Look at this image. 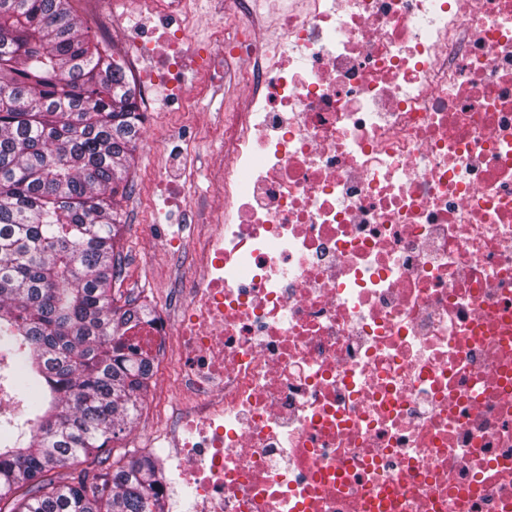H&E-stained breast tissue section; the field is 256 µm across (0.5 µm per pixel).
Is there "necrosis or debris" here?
<instances>
[{
	"mask_svg": "<svg viewBox=\"0 0 512 512\" xmlns=\"http://www.w3.org/2000/svg\"><path fill=\"white\" fill-rule=\"evenodd\" d=\"M140 77L235 105L176 315L130 333L178 404L190 512H512V0H261ZM193 70L195 80L180 75Z\"/></svg>",
	"mask_w": 512,
	"mask_h": 512,
	"instance_id": "necrosis-or-debris-1",
	"label": "necrosis or debris"
}]
</instances>
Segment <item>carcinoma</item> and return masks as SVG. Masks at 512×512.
I'll use <instances>...</instances> for the list:
<instances>
[{
    "mask_svg": "<svg viewBox=\"0 0 512 512\" xmlns=\"http://www.w3.org/2000/svg\"><path fill=\"white\" fill-rule=\"evenodd\" d=\"M120 49L72 0H0V360L24 419L0 423V512H163L150 454L116 448L150 360L122 343V202L141 135Z\"/></svg>",
    "mask_w": 512,
    "mask_h": 512,
    "instance_id": "obj_1",
    "label": "carcinoma"
}]
</instances>
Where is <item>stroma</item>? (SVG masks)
I'll list each match as a JSON object with an SVG mask.
<instances>
[{"instance_id": "35a3bbf8", "label": "stroma", "mask_w": 512, "mask_h": 512, "mask_svg": "<svg viewBox=\"0 0 512 512\" xmlns=\"http://www.w3.org/2000/svg\"><path fill=\"white\" fill-rule=\"evenodd\" d=\"M105 8L113 15L117 27L112 40L125 47L126 35L138 33L161 39L163 22L143 17L133 0H105ZM232 91L224 80H216L212 93L197 100L193 111L202 113L212 128L210 136H198L195 124L178 112L165 90L154 96L155 112L143 125L135 151L132 169L133 188L122 203L120 241L125 255V272L119 285L123 296L150 302L153 307L167 306L172 292L190 285L186 270L178 262L151 256L145 248L155 233L168 237H199L203 228L187 223L184 209L199 211L211 193L210 174L222 147L218 136L223 132L224 108L231 103ZM196 144L194 172L186 195H179L161 180L164 165L176 162V149L182 141Z\"/></svg>"}]
</instances>
